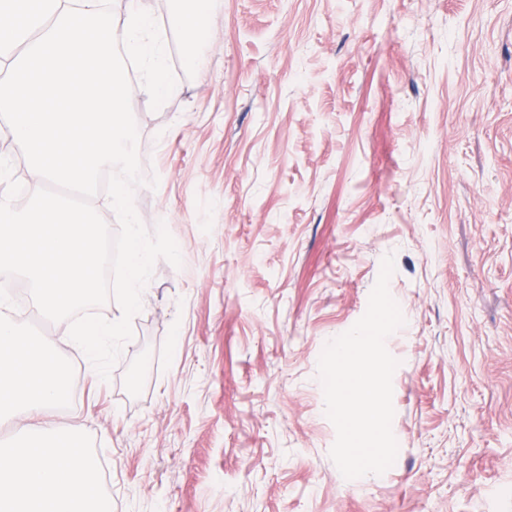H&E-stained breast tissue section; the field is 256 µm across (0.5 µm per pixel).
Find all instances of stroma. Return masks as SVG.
<instances>
[{
    "mask_svg": "<svg viewBox=\"0 0 512 512\" xmlns=\"http://www.w3.org/2000/svg\"><path fill=\"white\" fill-rule=\"evenodd\" d=\"M147 0L177 91L133 83L157 260L109 380L69 324L111 512H512V0H208L204 70ZM395 463L342 477L318 359L381 261Z\"/></svg>",
    "mask_w": 512,
    "mask_h": 512,
    "instance_id": "1",
    "label": "stroma"
}]
</instances>
